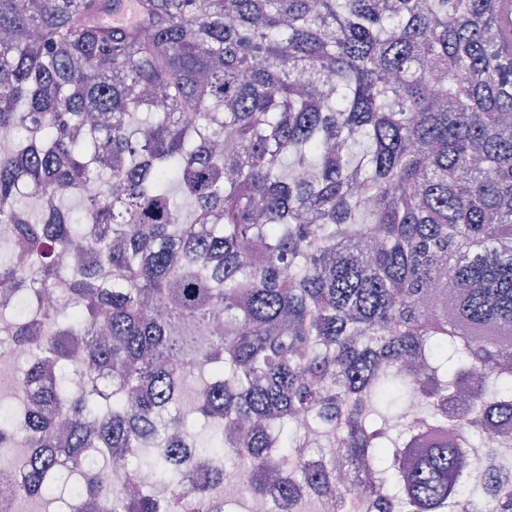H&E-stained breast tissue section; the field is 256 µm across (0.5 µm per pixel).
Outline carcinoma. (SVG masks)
<instances>
[{
    "instance_id": "carcinoma-1",
    "label": "carcinoma",
    "mask_w": 512,
    "mask_h": 512,
    "mask_svg": "<svg viewBox=\"0 0 512 512\" xmlns=\"http://www.w3.org/2000/svg\"><path fill=\"white\" fill-rule=\"evenodd\" d=\"M121 6L0 0L17 501L80 512L114 458L175 487L217 458L298 512H349L344 470L384 512H512L476 452L512 453V0H137L108 23ZM62 280L75 307L13 308Z\"/></svg>"
}]
</instances>
